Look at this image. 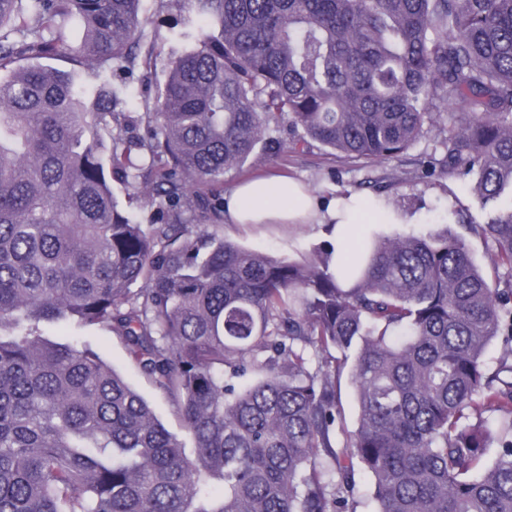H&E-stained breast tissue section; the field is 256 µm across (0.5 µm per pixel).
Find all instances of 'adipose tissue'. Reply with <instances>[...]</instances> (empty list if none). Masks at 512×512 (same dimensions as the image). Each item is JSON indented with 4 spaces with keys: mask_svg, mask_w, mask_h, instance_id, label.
Returning <instances> with one entry per match:
<instances>
[{
    "mask_svg": "<svg viewBox=\"0 0 512 512\" xmlns=\"http://www.w3.org/2000/svg\"><path fill=\"white\" fill-rule=\"evenodd\" d=\"M320 218L332 226L337 255L347 258L371 225L391 223L394 216L381 199L357 195L336 198L325 216H317L304 186L285 178L241 182L224 205L228 224H313Z\"/></svg>",
    "mask_w": 512,
    "mask_h": 512,
    "instance_id": "adipose-tissue-1",
    "label": "adipose tissue"
}]
</instances>
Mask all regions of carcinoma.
Segmentation results:
<instances>
[{
	"instance_id": "cac0c4a2",
	"label": "carcinoma",
	"mask_w": 512,
	"mask_h": 512,
	"mask_svg": "<svg viewBox=\"0 0 512 512\" xmlns=\"http://www.w3.org/2000/svg\"><path fill=\"white\" fill-rule=\"evenodd\" d=\"M141 2L0 0V512H345L358 467L374 512H512V285L446 232L287 260L180 205L224 223V173L276 114L388 160L452 101L443 166L471 178L485 220L469 230L512 268V0H186L205 24L141 112L113 111L114 88L88 106L32 64L135 63ZM139 123L146 144L113 134ZM114 175L144 177L162 223L122 210ZM59 321L119 337L193 453L94 350L38 333ZM346 369L359 417L340 441ZM487 409L505 424L486 465L491 433L470 419Z\"/></svg>"
}]
</instances>
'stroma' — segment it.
<instances>
[{
  "label": "stroma",
  "mask_w": 512,
  "mask_h": 512,
  "mask_svg": "<svg viewBox=\"0 0 512 512\" xmlns=\"http://www.w3.org/2000/svg\"><path fill=\"white\" fill-rule=\"evenodd\" d=\"M147 40L140 54H151L150 69L105 66L100 72L78 70L79 81L87 91H95L106 83L122 88L120 111H141L151 99L157 84L163 83L170 65V52L176 48V37L185 26H198L199 21L187 12L183 0H142ZM455 106L434 113L425 124L422 135L399 157L384 160H356L313 141H303L302 130L293 128L288 119L271 124L269 137L273 150L257 148L243 167L224 175L225 190L247 177L282 175L302 182L317 206H326L336 197L348 194L375 196L400 217L399 222L377 224L373 235H430L449 232L463 236L480 268L501 283L512 281V269L496 265V247L491 239L468 232L459 217L476 213L477 204L467 178L448 173L442 168L441 131L459 122ZM217 231L246 248L276 256L296 259L329 241L331 235L323 224H221ZM45 336L64 342L81 336L94 351L114 368L152 408L165 428L182 442L190 437L184 429L177 403L145 377L129 356L124 343L101 326L81 329L66 323L44 326Z\"/></svg>",
  "instance_id": "obj_1"
}]
</instances>
